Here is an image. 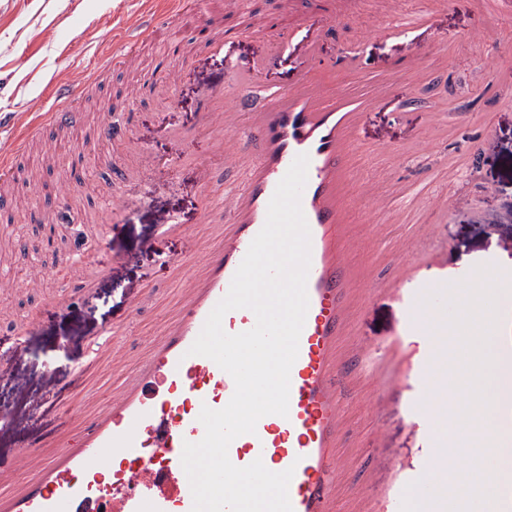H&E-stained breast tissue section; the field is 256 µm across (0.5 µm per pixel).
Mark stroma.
Returning a JSON list of instances; mask_svg holds the SVG:
<instances>
[{
  "mask_svg": "<svg viewBox=\"0 0 512 512\" xmlns=\"http://www.w3.org/2000/svg\"><path fill=\"white\" fill-rule=\"evenodd\" d=\"M226 2L191 0L185 10L171 13L165 0H0V114L10 120L9 128L0 129V143L14 134L27 138L21 154L24 180L17 186L23 201L13 207L11 226L0 231V262H9L11 275L19 279L31 274L33 259L50 273L38 290L11 299L6 312H0V365L10 361L19 319L31 315L39 324L27 338L25 357L13 363L27 377V388L18 389L10 376L0 374V407L7 411L0 421V468L11 466L19 448L66 425L73 399L87 383L88 346L104 329L133 320L135 334L129 342L135 345L159 327L174 286L172 264L195 248L191 236L161 232L160 221L199 224L203 181L227 192L244 182L242 169L224 167L212 158L211 133L198 124L203 88L225 87L233 80L223 54L200 49V30L209 21L220 22L236 32L233 50L241 57L279 58L277 67L255 75L260 91L254 105L259 108L265 104L263 88L287 86L294 75L288 60L279 57L275 31L255 32L254 22L265 19L284 26L295 10H323L330 0H246L241 13L230 12ZM352 2L349 17L334 24L322 43L319 69L332 83L342 80L332 69L342 55L358 56L379 73L402 61L393 38L361 35L370 2ZM146 11L163 14V22L146 32L120 65L98 71L97 83L76 104L80 124L29 130L31 113L47 109L55 89L83 83L97 58L111 55L113 28ZM481 23L469 0H448L430 40L433 50L448 51L447 68L402 80L366 113L360 127L358 145L365 158L361 174L384 192L422 179L447 160L459 163L455 175L432 185L433 193L446 199V208L417 214L420 221L433 224L434 234L421 243L414 269L402 284L406 290L437 287L455 270L490 260L512 264V251L503 247L512 237V87L487 88L472 62L477 52L493 51V44L477 48L460 41L464 30ZM173 42L180 43L190 63L169 87L159 80V65L169 58ZM113 112L130 118L146 152L144 160L129 162L121 146L99 141L97 129ZM433 112L446 113L452 129L435 154L413 156L393 167L376 157L380 146L415 142ZM74 152L83 153L86 179L94 183L109 169L134 166L142 200L115 215L105 198L79 189L69 207L52 204V214L68 213L69 220L57 226L55 247L48 251L41 230L28 220L26 204L39 200L33 183L42 167H50L51 178H64ZM205 165L210 168L206 174L201 171ZM62 255L108 271L95 288L73 297L66 312L47 296L49 289L69 282L58 272ZM137 287L147 294L134 318L129 304ZM408 322L397 299L379 296L358 318L356 330L381 351L403 339L404 359L398 369L410 372L420 347L404 333ZM412 397L408 382L386 393L379 407L386 433L382 442L369 441V425L350 416L344 439L362 448L357 476L363 485L381 483L385 469L395 465H421L436 447L434 434L404 414Z\"/></svg>",
  "mask_w": 512,
  "mask_h": 512,
  "instance_id": "obj_1",
  "label": "stroma"
}]
</instances>
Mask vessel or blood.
I'll return each instance as SVG.
<instances>
[{"mask_svg": "<svg viewBox=\"0 0 512 512\" xmlns=\"http://www.w3.org/2000/svg\"><path fill=\"white\" fill-rule=\"evenodd\" d=\"M505 0H471L485 17L481 28L461 33L471 44L493 42L495 52L480 55L477 66L488 84L512 82V43L500 40L497 18ZM447 0H433L432 9L403 23V56L413 72L446 66L447 60L426 53L427 36L438 25ZM330 18L298 15L282 29L280 40L299 75L288 87L266 90L263 109L253 107L252 74L257 64L243 63L231 50V36L220 28L207 32L209 50L222 52L237 81L211 90L200 114L202 125L216 133L215 149L228 166H242L247 180L238 192L212 198L203 190V220L196 232L194 254L180 259L183 276L176 304L164 327L137 352L126 338L130 323L112 326L97 349L92 375L111 379L104 393L89 392L75 404L70 429L48 441L19 449L11 470H0V512H192L193 496L181 457L184 442L202 440V407L224 408L234 391L233 378L211 359L190 354L216 304L255 236L263 228L268 204L294 159L308 155L307 181L301 208L310 229L308 310L299 338L298 357L290 371L287 416L259 419L256 431L232 441L230 461L238 467L262 460L273 472L292 470L288 495L293 512H401L407 485L430 474L431 463L392 474L383 488L370 492L355 479L356 457L344 449V391L362 396L360 413L375 422L382 393L390 380L378 362L381 353L358 340L356 319L375 296L395 295L399 280L409 274L411 257L432 225L396 245L389 263L396 277L379 282L371 256L379 245L381 225L400 220L374 183L349 186L357 166V132L365 114L403 76L394 69L365 83L366 68L356 56L339 57L335 69L352 75L343 93L327 88L316 65L319 44L329 32ZM151 20L118 28L112 45L120 60L150 29ZM71 90H57L50 111L36 126L78 122ZM100 137L138 150L130 122H104ZM113 213L138 199L131 187L113 192L98 186ZM248 309L225 314L226 333L254 327ZM496 420L489 448L512 447V391L491 399L485 410ZM498 493L497 512H512V474L491 465Z\"/></svg>", "mask_w": 512, "mask_h": 512, "instance_id": "1", "label": "vessel or blood"}]
</instances>
